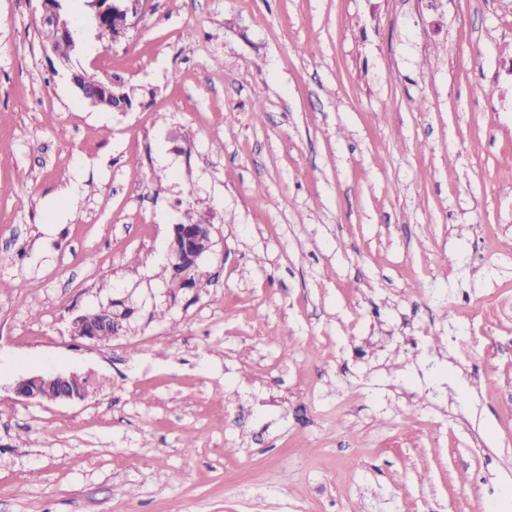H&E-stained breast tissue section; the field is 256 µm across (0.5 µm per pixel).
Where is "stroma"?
Listing matches in <instances>:
<instances>
[{"label":"stroma","mask_w":512,"mask_h":512,"mask_svg":"<svg viewBox=\"0 0 512 512\" xmlns=\"http://www.w3.org/2000/svg\"><path fill=\"white\" fill-rule=\"evenodd\" d=\"M66 6L134 100L0 0V512H512V0ZM38 2H40L41 8L39 20L41 26L44 27L41 29L42 39L54 43L56 50L62 56L56 52L53 45H44V51L46 53L50 52L59 65L70 71L71 82L77 93L93 106H104L115 112L129 111L132 107V96L126 90L125 85L112 80L101 81L97 77L84 72V78L88 84L93 85L99 82L97 85L89 86L83 82L82 72L71 67V55L66 56L69 53L68 43H70L73 53L76 48L77 32L72 20L64 10L63 0H38ZM55 32L65 42L60 41ZM115 100H122V105L119 107L113 106L112 103ZM117 1L132 2V8L128 5L115 3ZM136 2V0H94L93 5L95 7V16L98 24H105L109 26L105 27L97 25L99 37L107 39L112 35L113 39L121 33L122 29L119 28H127L129 25V12L131 11L132 14L136 12ZM197 223L177 224L173 228L170 253L182 267L180 286L191 284V278L187 276L197 268L199 259L210 246L211 225L201 218ZM89 325L92 326L89 334L87 336L78 337L95 342L99 340V336H102V341L109 340V336L112 337L116 335L122 328L116 317L111 315L110 312H107V310L84 315L75 323V327L78 329ZM102 327H104L106 331L110 330V333L104 335ZM14 392L23 400L71 403L84 400L88 390L75 373L34 375L17 382Z\"/></svg>","instance_id":"1"}]
</instances>
